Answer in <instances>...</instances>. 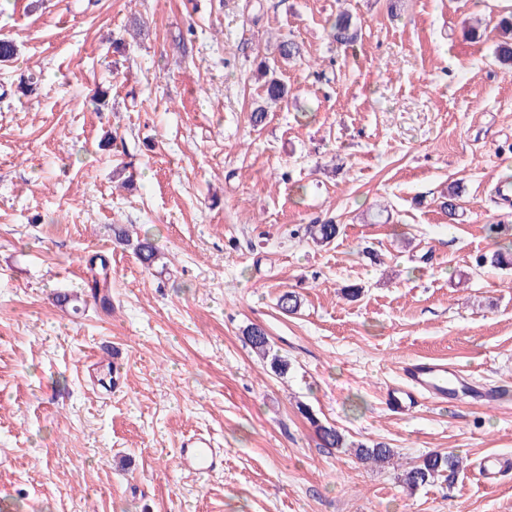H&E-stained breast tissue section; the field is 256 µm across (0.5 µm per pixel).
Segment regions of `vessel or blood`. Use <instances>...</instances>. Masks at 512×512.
Returning <instances> with one entry per match:
<instances>
[{
    "mask_svg": "<svg viewBox=\"0 0 512 512\" xmlns=\"http://www.w3.org/2000/svg\"><path fill=\"white\" fill-rule=\"evenodd\" d=\"M450 368L443 361H408L402 366L400 383L388 387L386 401L397 412L406 414L415 409L421 398L435 403L448 399L454 386L449 379ZM178 465L182 470L207 475L223 468L224 457L212 446L211 438L195 434L186 438L179 450ZM512 469L511 457L491 455L478 467V478L487 486L497 483L499 476Z\"/></svg>",
    "mask_w": 512,
    "mask_h": 512,
    "instance_id": "1",
    "label": "vessel or blood"
}]
</instances>
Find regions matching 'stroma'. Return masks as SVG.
<instances>
[{
  "instance_id": "35a3bbf8",
  "label": "stroma",
  "mask_w": 512,
  "mask_h": 512,
  "mask_svg": "<svg viewBox=\"0 0 512 512\" xmlns=\"http://www.w3.org/2000/svg\"><path fill=\"white\" fill-rule=\"evenodd\" d=\"M345 8L360 29L347 46L326 25ZM508 12L512 0H0V38L18 49L0 63V504L512 512V473L476 478L485 456L512 455V267L479 262L489 225H512L493 192L512 177V70L493 55ZM286 35L301 47L288 63ZM262 60L288 97L256 126ZM28 75L37 91L18 98ZM330 218L333 243L307 239ZM116 225L151 235L161 263L143 267ZM95 259L111 309L59 306L84 295ZM251 324L286 374L252 352ZM418 357L498 401L390 411L385 387ZM317 420L395 456L323 447ZM198 432L223 470L177 467ZM448 452L467 461L454 485H404ZM354 456L360 461H371L376 464L389 463L395 456L393 448H389L386 444H376L368 447L363 443L357 444L354 449Z\"/></svg>"
}]
</instances>
